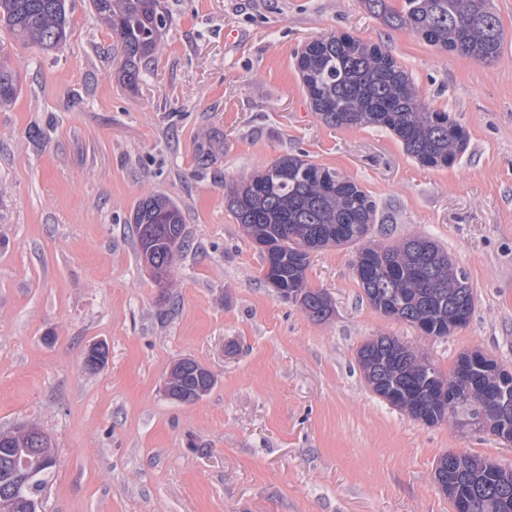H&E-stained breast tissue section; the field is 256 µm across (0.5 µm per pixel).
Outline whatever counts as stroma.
<instances>
[{"instance_id":"1","label":"stroma","mask_w":512,"mask_h":512,"mask_svg":"<svg viewBox=\"0 0 512 512\" xmlns=\"http://www.w3.org/2000/svg\"><path fill=\"white\" fill-rule=\"evenodd\" d=\"M162 2L169 21L133 89L91 0H66L55 51L0 27L19 80L0 107V431L34 424L56 448L41 512H453L439 457L512 470V442L412 419L371 390L357 353L391 336L444 373L473 349L512 369V0H492L505 40L485 63L388 28L361 0ZM331 31L384 46L466 128L453 166L421 165L377 127L324 124L295 55ZM286 153L359 183L375 242L445 249L473 291L469 323L436 338L383 315L352 246L310 254L328 320L280 298L224 182ZM158 194L186 235L165 288L130 222ZM95 344L108 358L90 371ZM184 358L215 377L190 404L164 392Z\"/></svg>"}]
</instances>
